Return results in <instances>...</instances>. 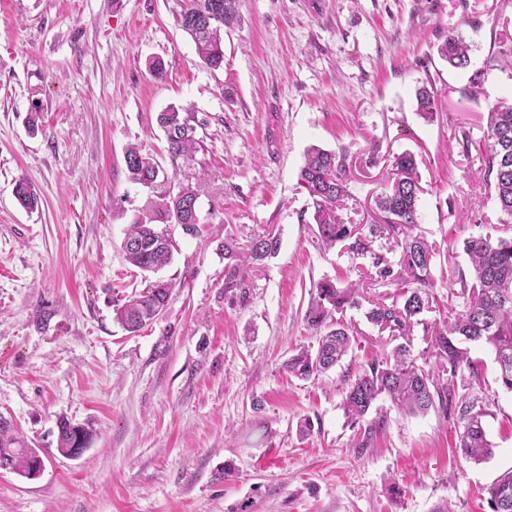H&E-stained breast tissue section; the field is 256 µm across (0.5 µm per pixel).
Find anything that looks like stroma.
Returning a JSON list of instances; mask_svg holds the SVG:
<instances>
[{"mask_svg": "<svg viewBox=\"0 0 512 512\" xmlns=\"http://www.w3.org/2000/svg\"><path fill=\"white\" fill-rule=\"evenodd\" d=\"M182 5L0 0V416L44 461L33 479L0 469V512H491L484 489L512 469V393L491 349L470 347L480 383L455 381L456 397L487 411L494 453L479 464L455 448L456 410L409 416L382 397L369 412L377 430L347 419L343 393L396 343L363 308L343 315L358 337L333 370L302 381L284 365L316 343L315 284L372 268L346 244L319 245L299 185L310 147L345 151L353 198L340 216L361 225L381 221L394 157L414 155L413 231L437 250L435 302L405 339L417 361L431 358L424 326L463 309L464 240L512 237L477 160L488 107L512 104V78L488 67L512 0H239L215 71L178 25ZM457 33L471 46L466 70L437 54ZM153 59L164 78L150 75ZM483 68L477 95L462 96ZM423 85L437 92L431 122L416 111ZM172 104L201 122L191 182L203 223L195 237L167 225L172 297L128 333L112 299L144 282L122 241L173 184L132 182L124 153L138 143L168 165L156 115ZM22 178L37 211L14 198ZM268 230L277 254L246 268L245 288H225L220 244ZM62 416L96 431L78 459L56 450Z\"/></svg>", "mask_w": 512, "mask_h": 512, "instance_id": "35a3bbf8", "label": "stroma"}]
</instances>
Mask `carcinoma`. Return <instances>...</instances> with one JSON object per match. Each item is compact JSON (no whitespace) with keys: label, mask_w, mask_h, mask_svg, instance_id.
Masks as SVG:
<instances>
[{"label":"carcinoma","mask_w":512,"mask_h":512,"mask_svg":"<svg viewBox=\"0 0 512 512\" xmlns=\"http://www.w3.org/2000/svg\"><path fill=\"white\" fill-rule=\"evenodd\" d=\"M238 0H187L178 14V24L192 39L195 51L205 66L218 70L224 66V29L238 23ZM470 45L460 35H450L438 48L440 57L456 69L471 63ZM417 112L426 121L433 119L436 91L422 86L416 91ZM157 124L167 139L172 177L178 180L156 216H143L130 225L122 242L128 263L144 277L145 288L123 299L112 301L113 320L125 331L134 333L156 319L167 307L175 284L170 279L147 277L170 263L171 238L158 233L155 222L179 224L187 235L199 234L198 192L187 183L195 155L203 149L196 137L201 122L191 114L170 106L158 113ZM124 161L129 178L149 187L166 171L154 157L136 145L127 147ZM481 170L493 182L503 224H512V104L498 102L488 107L485 146L478 156ZM300 184L314 209L316 236L326 248L349 242V251L369 254L374 268L373 280L389 281L400 286L403 303L388 305L375 302L366 312L367 321L388 330L394 336L410 333L413 318L430 308L432 266L436 249L420 236H410L408 226L417 223L419 193L416 161L410 153L395 157L391 182L377 197V208L384 213L383 223L369 225L362 234L357 224H347L336 214L337 204L352 197L348 187L345 158L331 151L311 147L300 170ZM15 196L26 210L39 208L40 196L24 179L15 184ZM393 239L401 248L399 269L374 251L376 239ZM279 239L272 232L254 234L246 247L237 246L232 237L224 239V287H245L243 267L262 262L278 250ZM464 252L472 267L471 278L459 275L462 312L453 321L431 331L430 345L435 369L417 364L409 347L399 344L372 361L368 369L347 388L342 409L355 423L368 414L375 401L387 397L396 408L410 415L430 409L448 411L453 402L451 387L457 377L481 379V361L469 356L462 343L489 347L498 366L497 381L512 393V239L492 240L490 235L471 236L464 241ZM364 280L340 286L333 279L315 285L316 294L306 312L308 326L318 333L317 346L302 347L288 358L289 374L310 379L334 368L356 341L355 328L333 319V314L360 305ZM462 432L459 448L469 460L480 463L493 454L484 426L486 411L477 398L463 400L459 406ZM63 432L57 436V451L71 446L78 435L93 439L88 424H76L66 417L58 419ZM36 451L19 440L13 425L0 422V468L29 477ZM492 512H512V470L503 473L487 488Z\"/></svg>","instance_id":"cac0c4a2"}]
</instances>
